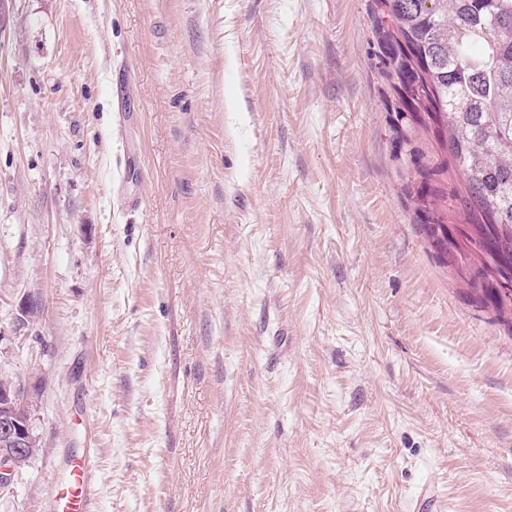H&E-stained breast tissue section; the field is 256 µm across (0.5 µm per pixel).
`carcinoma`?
<instances>
[{
    "instance_id": "1",
    "label": "carcinoma",
    "mask_w": 512,
    "mask_h": 512,
    "mask_svg": "<svg viewBox=\"0 0 512 512\" xmlns=\"http://www.w3.org/2000/svg\"><path fill=\"white\" fill-rule=\"evenodd\" d=\"M382 74L407 94L424 96L392 122L408 148L421 226L445 266L465 265L466 297L512 329V0H378ZM432 133L440 153L415 139ZM465 176L448 182V163ZM463 224L448 235V216Z\"/></svg>"
}]
</instances>
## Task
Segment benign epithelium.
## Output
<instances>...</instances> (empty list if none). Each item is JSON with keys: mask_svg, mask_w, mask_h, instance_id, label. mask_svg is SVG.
I'll use <instances>...</instances> for the list:
<instances>
[{"mask_svg": "<svg viewBox=\"0 0 512 512\" xmlns=\"http://www.w3.org/2000/svg\"><path fill=\"white\" fill-rule=\"evenodd\" d=\"M0 489L9 487L16 473L41 451L30 423L35 393L0 379Z\"/></svg>", "mask_w": 512, "mask_h": 512, "instance_id": "obj_1", "label": "benign epithelium"}]
</instances>
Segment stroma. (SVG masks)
<instances>
[{"mask_svg": "<svg viewBox=\"0 0 512 512\" xmlns=\"http://www.w3.org/2000/svg\"><path fill=\"white\" fill-rule=\"evenodd\" d=\"M377 0H12L0 512H512V330L405 192ZM138 200L135 210L125 200ZM0 489L8 488L16 473L41 451L31 428L30 411L35 399L9 380L0 379ZM97 457L95 448H89L72 472L70 485L57 493L59 512H92L96 496Z\"/></svg>", "mask_w": 512, "mask_h": 512, "instance_id": "stroma-1", "label": "stroma"}]
</instances>
